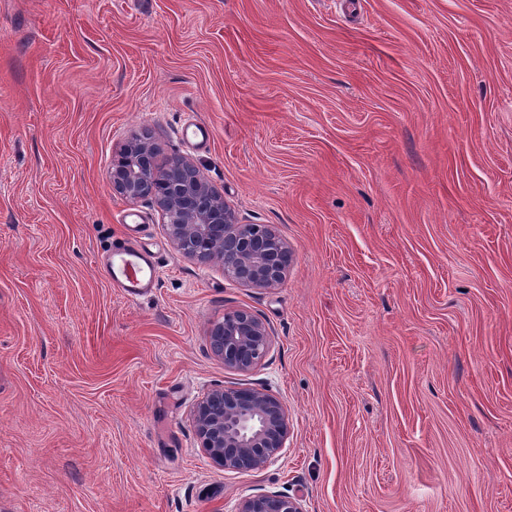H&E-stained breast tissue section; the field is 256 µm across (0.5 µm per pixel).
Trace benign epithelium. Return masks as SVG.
Instances as JSON below:
<instances>
[{"mask_svg": "<svg viewBox=\"0 0 512 512\" xmlns=\"http://www.w3.org/2000/svg\"><path fill=\"white\" fill-rule=\"evenodd\" d=\"M112 173L113 189L128 200L153 199L168 236L187 257L222 263L224 274L253 288H275L291 260L288 245L264 224H240L224 197L188 159L156 164L157 148L137 139ZM165 187L157 193V185ZM213 352L241 372L256 367L271 345L269 327L246 309L224 312L210 332ZM193 422L201 447L226 470H256L275 461L288 439V414L259 389L217 388L196 403ZM238 512H303L298 499L277 493L245 498Z\"/></svg>", "mask_w": 512, "mask_h": 512, "instance_id": "7a95c632", "label": "benign epithelium"}]
</instances>
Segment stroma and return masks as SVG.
Here are the masks:
<instances>
[{"label":"stroma","instance_id":"obj_1","mask_svg":"<svg viewBox=\"0 0 512 512\" xmlns=\"http://www.w3.org/2000/svg\"><path fill=\"white\" fill-rule=\"evenodd\" d=\"M195 119L213 131L194 146ZM189 159L293 252L252 288L112 188L130 141ZM139 213L131 300L98 259ZM245 309L253 370L209 330ZM278 397L219 467L191 412ZM512 512V0H0V512ZM210 344L226 367L247 372L268 353L271 333L269 327L253 313L235 309L226 311L224 320L211 329ZM193 422L202 448L227 470L263 468L288 439L285 407L259 389H213L196 403ZM238 512H303V510L296 498L277 493H264L245 498Z\"/></svg>","mask_w":512,"mask_h":512}]
</instances>
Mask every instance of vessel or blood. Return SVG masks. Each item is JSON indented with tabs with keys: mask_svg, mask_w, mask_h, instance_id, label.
<instances>
[{
	"mask_svg": "<svg viewBox=\"0 0 512 512\" xmlns=\"http://www.w3.org/2000/svg\"><path fill=\"white\" fill-rule=\"evenodd\" d=\"M104 267L112 286L131 299L143 296L157 284V259L137 244L116 246Z\"/></svg>",
	"mask_w": 512,
	"mask_h": 512,
	"instance_id": "obj_1",
	"label": "vessel or blood"
}]
</instances>
